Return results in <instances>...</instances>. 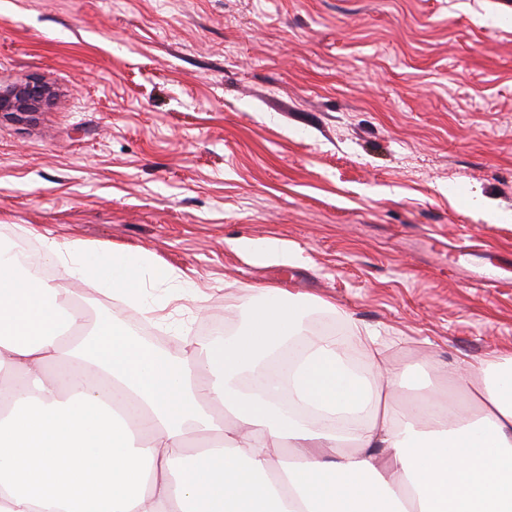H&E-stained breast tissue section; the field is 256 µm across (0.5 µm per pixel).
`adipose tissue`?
I'll return each instance as SVG.
<instances>
[{"label": "adipose tissue", "instance_id": "obj_1", "mask_svg": "<svg viewBox=\"0 0 512 512\" xmlns=\"http://www.w3.org/2000/svg\"><path fill=\"white\" fill-rule=\"evenodd\" d=\"M37 261L146 313L167 302L146 285L189 292L141 252L46 237ZM385 348L327 335L270 287L233 333L173 358L111 312L86 326L69 289L0 245V512H512V356L461 360L469 407L399 410Z\"/></svg>", "mask_w": 512, "mask_h": 512}]
</instances>
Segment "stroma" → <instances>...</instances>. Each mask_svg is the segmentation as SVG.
Instances as JSON below:
<instances>
[{
  "label": "stroma",
  "instance_id": "1",
  "mask_svg": "<svg viewBox=\"0 0 512 512\" xmlns=\"http://www.w3.org/2000/svg\"><path fill=\"white\" fill-rule=\"evenodd\" d=\"M0 241L136 249L192 299L169 319L79 293L182 356L260 289L390 332L404 395L457 358L512 356V0H0ZM282 241L292 265L237 240ZM50 85L40 80H29L0 89V112H37L53 97Z\"/></svg>",
  "mask_w": 512,
  "mask_h": 512
}]
</instances>
